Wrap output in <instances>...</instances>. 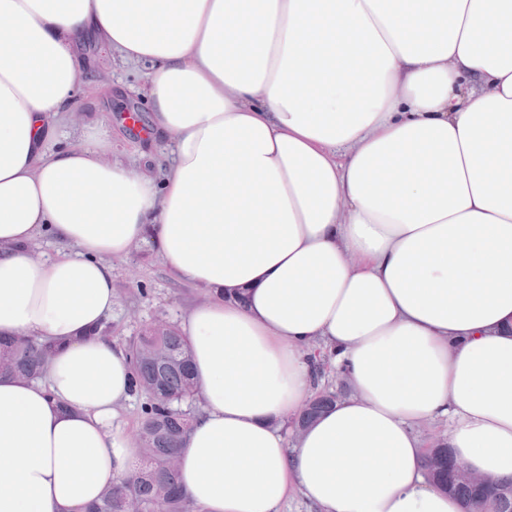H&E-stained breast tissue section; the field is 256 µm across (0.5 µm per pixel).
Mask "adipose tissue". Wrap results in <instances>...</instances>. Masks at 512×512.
Returning <instances> with one entry per match:
<instances>
[{"label": "adipose tissue", "mask_w": 512, "mask_h": 512, "mask_svg": "<svg viewBox=\"0 0 512 512\" xmlns=\"http://www.w3.org/2000/svg\"><path fill=\"white\" fill-rule=\"evenodd\" d=\"M90 34L149 64L163 178L92 124L47 147ZM136 243L218 295L181 325L199 512H460L416 427L512 475V0H0V334L58 345L0 378V512H83L131 473L130 362L93 331ZM314 348L352 392L292 439Z\"/></svg>", "instance_id": "obj_1"}]
</instances>
